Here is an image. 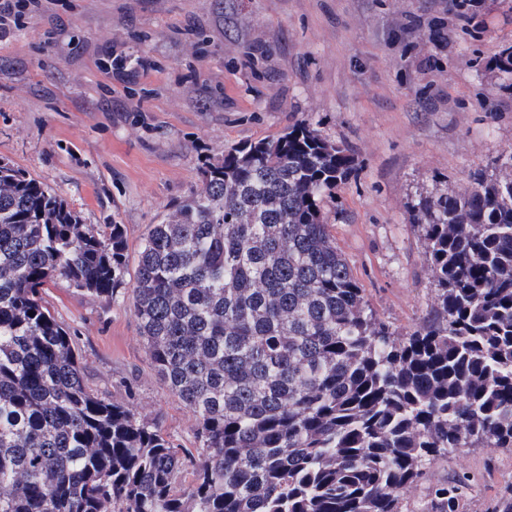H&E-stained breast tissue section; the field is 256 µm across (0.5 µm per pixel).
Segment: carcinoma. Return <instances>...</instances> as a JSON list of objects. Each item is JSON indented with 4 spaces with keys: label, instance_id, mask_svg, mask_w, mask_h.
<instances>
[{
    "label": "carcinoma",
    "instance_id": "obj_1",
    "mask_svg": "<svg viewBox=\"0 0 512 512\" xmlns=\"http://www.w3.org/2000/svg\"><path fill=\"white\" fill-rule=\"evenodd\" d=\"M512 88V48L496 61ZM346 145L291 127L224 152L134 258L146 356L196 452L91 390L44 288L110 301L125 227L84 224L0 160V512H404L461 448H512V179L409 208L434 284L406 333L377 317L322 210ZM462 485L427 512H459Z\"/></svg>",
    "mask_w": 512,
    "mask_h": 512
}]
</instances>
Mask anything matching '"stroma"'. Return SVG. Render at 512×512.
Here are the masks:
<instances>
[{"instance_id":"stroma-1","label":"stroma","mask_w":512,"mask_h":512,"mask_svg":"<svg viewBox=\"0 0 512 512\" xmlns=\"http://www.w3.org/2000/svg\"><path fill=\"white\" fill-rule=\"evenodd\" d=\"M42 0L0 36V159L60 194L83 223L117 222L137 251L233 146L309 126L347 145L353 170L323 211L376 314L406 331L433 296L408 204L464 189L512 151V95L497 57L512 0ZM44 298L88 383L195 449V418L151 367L129 309L59 280ZM464 479L461 512H493L512 449L463 448L404 491Z\"/></svg>"}]
</instances>
